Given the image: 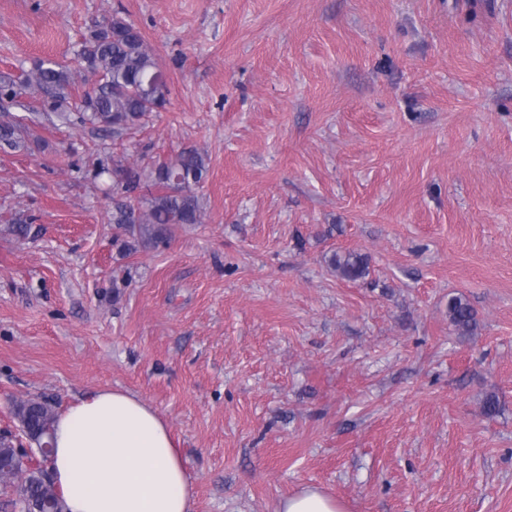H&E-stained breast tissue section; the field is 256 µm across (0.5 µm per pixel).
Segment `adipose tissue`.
I'll return each instance as SVG.
<instances>
[{
    "label": "adipose tissue",
    "instance_id": "obj_1",
    "mask_svg": "<svg viewBox=\"0 0 512 512\" xmlns=\"http://www.w3.org/2000/svg\"><path fill=\"white\" fill-rule=\"evenodd\" d=\"M50 470L63 512H192L168 423L124 390H100L58 414Z\"/></svg>",
    "mask_w": 512,
    "mask_h": 512
}]
</instances>
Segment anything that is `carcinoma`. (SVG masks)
Masks as SVG:
<instances>
[{"label":"carcinoma","mask_w":512,"mask_h":512,"mask_svg":"<svg viewBox=\"0 0 512 512\" xmlns=\"http://www.w3.org/2000/svg\"><path fill=\"white\" fill-rule=\"evenodd\" d=\"M82 69L73 70L57 61H40L16 79L0 81V100L14 101L27 92L42 91L50 95L53 110L58 111L69 99L70 90L85 73L96 77L85 91L82 111L76 123H90L112 129V134L135 126L149 113L165 109L170 89L151 82L164 70L152 47L134 23L115 12L93 24L89 37L79 52ZM21 129L12 120L0 122V147L15 149ZM209 168L206 152L197 148L183 150L170 159L141 166L130 161V154L112 155V168L97 164V174H112V196L120 198L112 210V223L128 236L122 248L156 244L171 233L177 224H201L203 205L198 188ZM146 184L154 191L142 197L138 205L122 199ZM336 275L347 281H359L369 275L365 256L351 250H338L329 258ZM448 321L456 335H473L476 313L460 296L448 299ZM14 416L38 444H50L54 406L42 397H30L14 403ZM15 443L11 434L0 433V512H30L39 502L45 512H62L56 487L35 475L17 480L12 468Z\"/></svg>","instance_id":"1"}]
</instances>
